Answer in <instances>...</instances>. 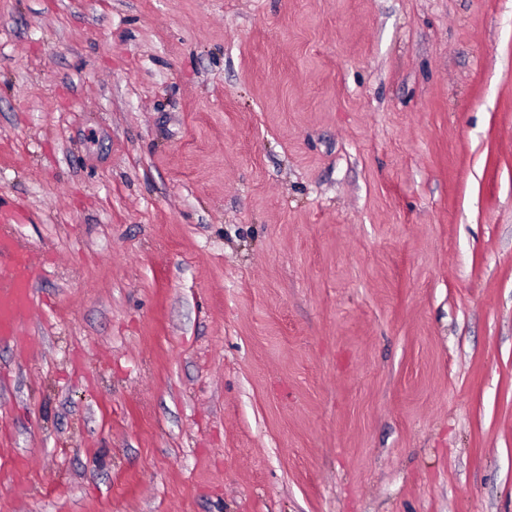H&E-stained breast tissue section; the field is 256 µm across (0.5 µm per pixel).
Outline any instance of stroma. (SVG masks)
Masks as SVG:
<instances>
[{
	"label": "stroma",
	"mask_w": 512,
	"mask_h": 512,
	"mask_svg": "<svg viewBox=\"0 0 512 512\" xmlns=\"http://www.w3.org/2000/svg\"><path fill=\"white\" fill-rule=\"evenodd\" d=\"M0 512H512V0H0ZM39 269L29 251L8 230L0 232V337L17 338L23 318L35 306Z\"/></svg>",
	"instance_id": "35a3bbf8"
}]
</instances>
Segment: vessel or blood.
I'll return each instance as SVG.
<instances>
[{"label": "vessel or blood", "mask_w": 512, "mask_h": 512, "mask_svg": "<svg viewBox=\"0 0 512 512\" xmlns=\"http://www.w3.org/2000/svg\"><path fill=\"white\" fill-rule=\"evenodd\" d=\"M39 269L8 230L0 232V337L20 335L23 318L35 305Z\"/></svg>", "instance_id": "obj_1"}]
</instances>
